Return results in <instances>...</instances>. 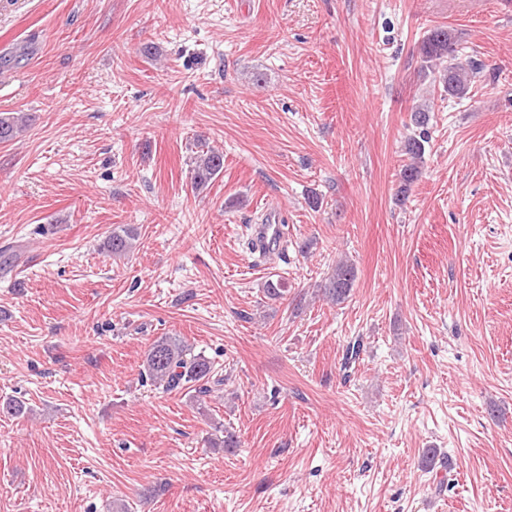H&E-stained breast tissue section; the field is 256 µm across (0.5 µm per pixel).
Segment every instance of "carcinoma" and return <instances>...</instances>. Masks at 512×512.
Instances as JSON below:
<instances>
[{
    "label": "carcinoma",
    "instance_id": "cac0c4a2",
    "mask_svg": "<svg viewBox=\"0 0 512 512\" xmlns=\"http://www.w3.org/2000/svg\"><path fill=\"white\" fill-rule=\"evenodd\" d=\"M422 68L433 75V82L442 86L452 97L466 94L469 84L479 71L477 65L468 67L456 62V40L448 30L435 28L423 38L419 46ZM413 123L417 133L410 136L404 145L410 163L400 170V195L418 180L420 163L425 154L428 140V124L431 108L419 104L412 109ZM30 115L13 112L0 113V143L16 138L29 122ZM224 170V153L213 148L201 151L192 169V187L196 190L206 186ZM137 232L132 227L118 226L104 241V249L114 257L126 255L133 246ZM357 277L356 266L346 260L336 264L327 278L318 284L319 294L338 305L348 297ZM146 377L160 385L167 392L190 389L206 382L212 373V364L203 354H190V348L177 336H162L149 346L144 361Z\"/></svg>",
    "mask_w": 512,
    "mask_h": 512
}]
</instances>
